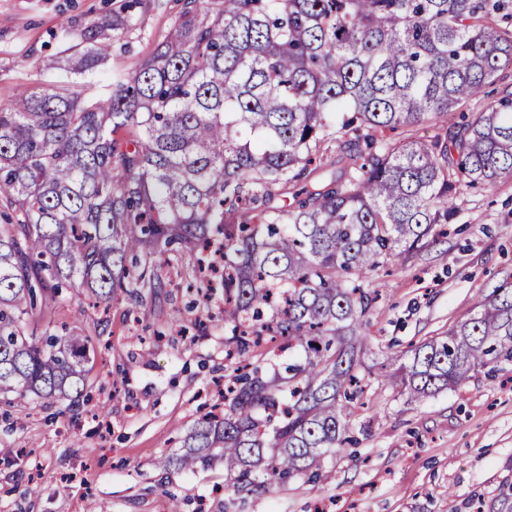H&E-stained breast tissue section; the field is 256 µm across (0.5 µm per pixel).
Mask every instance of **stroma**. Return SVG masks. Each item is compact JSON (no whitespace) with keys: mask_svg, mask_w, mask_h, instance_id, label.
<instances>
[{"mask_svg":"<svg viewBox=\"0 0 512 512\" xmlns=\"http://www.w3.org/2000/svg\"><path fill=\"white\" fill-rule=\"evenodd\" d=\"M180 0H0V105L27 89L89 85L104 90L130 73L175 23ZM130 15L125 49L95 73L57 67L64 50L84 51L76 30ZM512 93V68L447 118L384 131L396 142L433 139ZM447 204L450 224L405 264L369 279L379 298L369 317L373 349L361 370L367 391L352 419L355 443L328 456V482L297 477L235 498L224 468L164 474L156 460L178 452L185 432L221 402L233 366L224 358L223 302H195L192 260L159 257V288L142 305H104L65 288L26 317L36 336L70 328L94 350L77 406L32 398L0 402V512H512V365L478 372L461 388L418 402L401 392L398 367L410 345L446 335L476 299L512 281V174L486 190L463 189ZM232 510H225V503Z\"/></svg>","mask_w":512,"mask_h":512,"instance_id":"1","label":"stroma"}]
</instances>
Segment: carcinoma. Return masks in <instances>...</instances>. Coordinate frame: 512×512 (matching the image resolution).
<instances>
[{"label": "carcinoma", "instance_id": "1", "mask_svg": "<svg viewBox=\"0 0 512 512\" xmlns=\"http://www.w3.org/2000/svg\"><path fill=\"white\" fill-rule=\"evenodd\" d=\"M129 23L86 27V50L59 68L94 71ZM509 65L512 0H185L106 98L58 87L0 106V198L19 214L0 224V398L73 404L84 390L87 340L27 335L38 298L74 283L138 304L156 258L187 251L196 292L220 277L237 366L224 407L156 466L222 462L236 494L328 480L365 391L378 296L364 282L448 223L458 187L512 174V94L429 141L376 132L448 115ZM331 141L339 170L325 179ZM265 334L295 349L288 375L251 361ZM509 363L506 281L415 347L401 384L419 401Z\"/></svg>", "mask_w": 512, "mask_h": 512}]
</instances>
